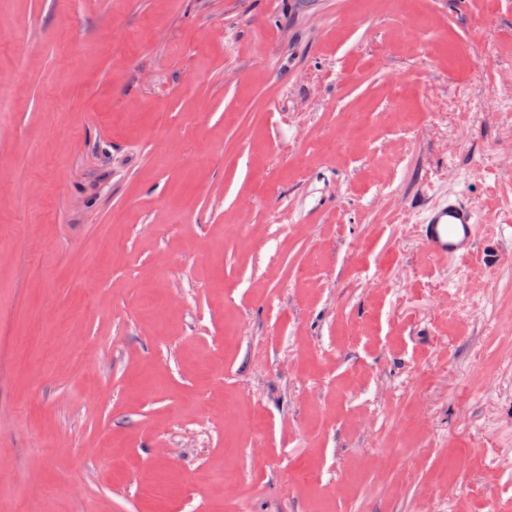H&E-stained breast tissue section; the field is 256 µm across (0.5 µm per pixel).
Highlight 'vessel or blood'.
Returning a JSON list of instances; mask_svg holds the SVG:
<instances>
[{
	"label": "vessel or blood",
	"instance_id": "vessel-or-blood-1",
	"mask_svg": "<svg viewBox=\"0 0 512 512\" xmlns=\"http://www.w3.org/2000/svg\"><path fill=\"white\" fill-rule=\"evenodd\" d=\"M484 232L475 206L461 196L428 207L421 224L422 243L438 259L472 256Z\"/></svg>",
	"mask_w": 512,
	"mask_h": 512
}]
</instances>
